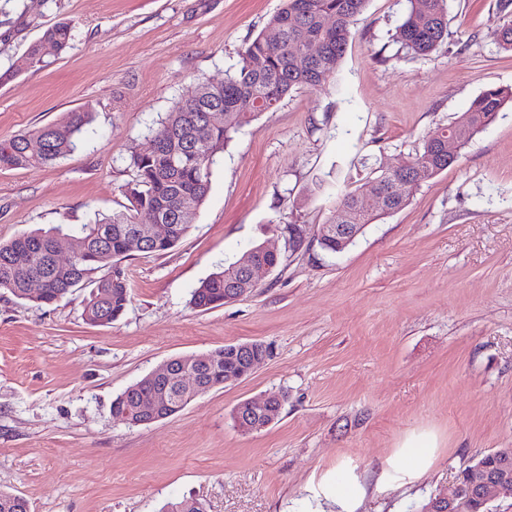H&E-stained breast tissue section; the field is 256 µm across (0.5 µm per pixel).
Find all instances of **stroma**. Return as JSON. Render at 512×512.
Listing matches in <instances>:
<instances>
[{
	"label": "stroma",
	"mask_w": 512,
	"mask_h": 512,
	"mask_svg": "<svg viewBox=\"0 0 512 512\" xmlns=\"http://www.w3.org/2000/svg\"><path fill=\"white\" fill-rule=\"evenodd\" d=\"M496 0H448V38L413 56L394 34L407 0H370L336 73L244 125L213 165L191 231L170 252L132 253L131 300L108 326L88 289L51 306L0 290V490L31 512H306L324 481L355 478L356 512H416L482 455L512 448V103L400 211L331 255L319 230L372 168L398 167L489 87L512 88ZM281 0H0V73L56 23L65 53L0 83V140L85 109L81 145L53 165L0 169V241L77 230L126 206L123 157L197 81H223ZM300 225L303 243L283 227ZM267 243L279 266L249 296L208 311L191 292ZM257 341L249 377L140 427L112 402L165 360ZM285 396L278 420L242 433V401ZM430 436L407 479L397 452Z\"/></svg>",
	"instance_id": "stroma-1"
}]
</instances>
